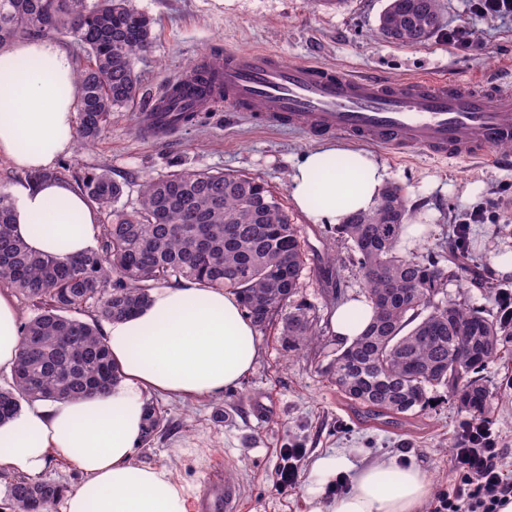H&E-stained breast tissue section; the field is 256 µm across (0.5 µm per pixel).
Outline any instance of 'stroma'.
Segmentation results:
<instances>
[{
  "label": "stroma",
  "instance_id": "obj_1",
  "mask_svg": "<svg viewBox=\"0 0 512 512\" xmlns=\"http://www.w3.org/2000/svg\"><path fill=\"white\" fill-rule=\"evenodd\" d=\"M131 3L154 20L152 48L136 61L139 96L133 106L113 112L98 140L60 156L57 167L71 181L93 168L111 170L126 186L118 205L128 211L137 208L145 180L174 171L224 170L260 178L297 226L306 255L298 300L323 327L315 344L293 351L282 323H274L259 332L254 369L236 387L200 400L155 399L163 424L152 442L136 451L135 462L172 468L197 497L207 493L215 469L235 470L239 512H304L300 480L325 452L349 453L358 461L406 459L430 473L434 493L453 490L457 478L448 445L468 415L451 389L429 388L428 406L394 426L361 418L326 373L342 349L326 328L328 314L360 295L362 285L351 241L337 227L309 222L288 192L293 163L316 139L291 129H257L244 114L220 106L167 139L149 141L140 136L136 116L188 64L215 48H264L286 63L313 59L394 81L417 75L512 81V17H481L469 0H440L439 30L424 42L403 45L384 40L378 31L388 0H342L337 6L329 0ZM453 27L469 31L471 48L449 43ZM370 151L401 188L410 223L425 227L426 237L414 249L418 259L446 262L448 237L464 213L493 204L496 220L471 224L467 239L469 266L486 285L463 290L452 283L448 296L496 311L498 291L512 293V271L494 263L496 255L512 251V166L400 159L375 145ZM331 255L341 265L337 281L327 273ZM483 374L491 390L485 418L500 433L502 468L512 476V351L489 362ZM288 447L303 451L300 480L289 486L280 484L278 475Z\"/></svg>",
  "mask_w": 512,
  "mask_h": 512
}]
</instances>
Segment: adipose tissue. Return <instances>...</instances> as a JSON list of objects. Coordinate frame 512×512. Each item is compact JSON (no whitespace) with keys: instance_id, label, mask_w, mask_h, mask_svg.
I'll list each match as a JSON object with an SVG mask.
<instances>
[{"instance_id":"1","label":"adipose tissue","mask_w":512,"mask_h":512,"mask_svg":"<svg viewBox=\"0 0 512 512\" xmlns=\"http://www.w3.org/2000/svg\"><path fill=\"white\" fill-rule=\"evenodd\" d=\"M80 94L68 48L49 37H20L0 49V157L29 175L69 153ZM389 174L368 151L325 143L303 152L288 175L291 199L314 224L338 226L379 203ZM15 227L35 252L61 259L95 243L96 206L51 180L14 184ZM373 310L362 298L330 316L337 340L351 344ZM104 339L122 371L102 394L37 400L0 424V465L29 478L51 452L68 454L83 473L64 512H188L190 488L165 466L135 465L151 397H213L253 370L259 340L232 289L194 281L153 291L137 315L109 322ZM21 345L19 310L0 290V373L11 372ZM347 492L328 496L339 475ZM432 494L427 471L381 458L355 464L348 455L316 457L304 483L308 512H424Z\"/></svg>"}]
</instances>
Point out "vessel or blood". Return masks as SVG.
<instances>
[{
	"label": "vessel or blood",
	"instance_id": "b4317fda",
	"mask_svg": "<svg viewBox=\"0 0 512 512\" xmlns=\"http://www.w3.org/2000/svg\"><path fill=\"white\" fill-rule=\"evenodd\" d=\"M249 113L268 128L313 138L346 136L399 154L480 162L512 144V87L487 81L418 78L390 82L313 61L284 63L269 50L202 56L139 113L140 133L164 139L179 113L217 106ZM195 512H238V492L214 471Z\"/></svg>",
	"mask_w": 512,
	"mask_h": 512
}]
</instances>
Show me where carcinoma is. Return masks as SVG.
Masks as SVG:
<instances>
[{
	"label": "carcinoma",
	"instance_id": "obj_1",
	"mask_svg": "<svg viewBox=\"0 0 512 512\" xmlns=\"http://www.w3.org/2000/svg\"><path fill=\"white\" fill-rule=\"evenodd\" d=\"M439 0H390L380 34L398 44L429 38ZM65 34L78 48L77 136L98 139L112 112L136 100L135 60L152 44V20L130 0H0V48L20 36ZM76 187L109 221L95 247L69 259L31 252L14 231L10 195L0 190V283L35 310L21 325L11 379L0 388V421L22 403L104 393L120 377L100 322L145 308L150 292L172 280L231 288L259 329L280 317L288 348L320 335L309 308L296 302L305 254L277 195L255 177L175 171L145 181L139 206L116 208L125 184L106 170L88 171ZM408 209L401 189L385 187L378 206L355 213L341 233L358 254L363 296L374 316L327 368L336 390L369 419H406L428 387L445 386L481 419L490 389L481 371L512 344V310L490 314L448 298L463 281L465 252L451 265L400 251ZM92 314L91 320L78 315ZM162 416L148 407L144 442ZM61 485L19 478L8 489L11 512H48Z\"/></svg>",
	"mask_w": 512,
	"mask_h": 512
}]
</instances>
